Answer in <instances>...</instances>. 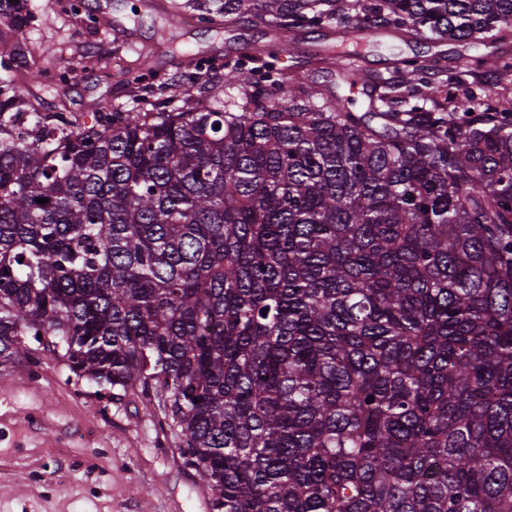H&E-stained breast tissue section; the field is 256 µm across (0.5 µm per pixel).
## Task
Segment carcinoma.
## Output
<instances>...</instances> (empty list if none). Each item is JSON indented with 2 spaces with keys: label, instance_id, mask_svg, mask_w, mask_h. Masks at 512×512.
I'll return each instance as SVG.
<instances>
[{
  "label": "carcinoma",
  "instance_id": "1",
  "mask_svg": "<svg viewBox=\"0 0 512 512\" xmlns=\"http://www.w3.org/2000/svg\"><path fill=\"white\" fill-rule=\"evenodd\" d=\"M482 42L512 0H204ZM26 61L24 0H0ZM351 85L360 43L331 55ZM93 121L0 80V358L173 420L214 512H512V56L401 60L368 110L272 65ZM35 113L26 128L12 113ZM38 198L48 202L40 204ZM50 341H43V337Z\"/></svg>",
  "mask_w": 512,
  "mask_h": 512
}]
</instances>
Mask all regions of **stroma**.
Wrapping results in <instances>:
<instances>
[{"label":"stroma","instance_id":"1","mask_svg":"<svg viewBox=\"0 0 512 512\" xmlns=\"http://www.w3.org/2000/svg\"><path fill=\"white\" fill-rule=\"evenodd\" d=\"M81 11L56 0H28L35 17L26 33L28 62L20 69L36 106L91 120L100 102L170 94L176 84H203L224 75V61L256 46L286 39L262 23H230L215 15L199 22L188 0H81ZM280 70L350 99L362 112V87H349L336 68L318 57L332 54L331 31L292 35ZM363 66L374 78L392 77L399 59L512 55V27L475 46L431 43L394 32L362 36ZM47 67L72 70L70 80L43 79ZM136 70L154 77L150 88L126 86ZM38 365L0 363V512H212V494L195 470L183 465L178 439L159 412L135 391L114 398L88 379L71 377L64 361L40 353Z\"/></svg>","mask_w":512,"mask_h":512}]
</instances>
